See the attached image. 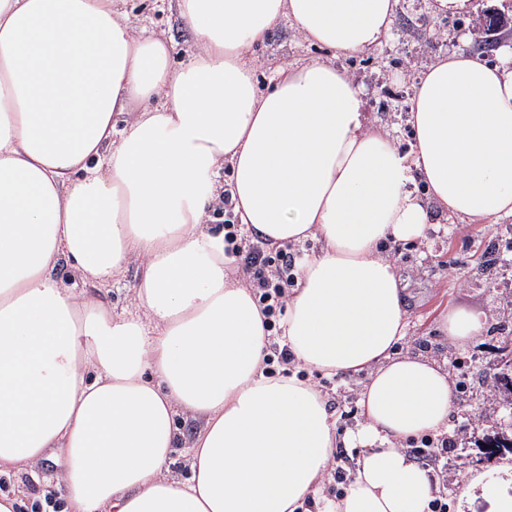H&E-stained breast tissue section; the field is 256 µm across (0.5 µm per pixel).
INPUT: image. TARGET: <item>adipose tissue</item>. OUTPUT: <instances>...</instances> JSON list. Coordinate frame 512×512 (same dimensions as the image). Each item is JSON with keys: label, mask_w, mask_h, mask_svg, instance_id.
Instances as JSON below:
<instances>
[{"label": "adipose tissue", "mask_w": 512, "mask_h": 512, "mask_svg": "<svg viewBox=\"0 0 512 512\" xmlns=\"http://www.w3.org/2000/svg\"><path fill=\"white\" fill-rule=\"evenodd\" d=\"M119 3L0 0V473L54 459L63 512H428L438 487L400 443L446 433L455 389L396 355L408 321L382 245L427 237L419 180L450 217L512 215V46L431 63L402 154L333 62L387 41L399 0H175L194 43L179 63ZM286 21L330 56L258 89L250 51ZM226 165L249 235L324 242L281 341L326 375L368 372L344 440L313 385L265 372L263 317L207 223ZM135 261V308L114 314L96 288ZM484 327L441 317L461 346ZM180 408L200 421L186 480L168 474ZM340 443L364 454L332 499ZM479 495L512 512L511 489L463 476L458 502Z\"/></svg>", "instance_id": "adipose-tissue-1"}]
</instances>
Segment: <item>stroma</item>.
Here are the masks:
<instances>
[{
	"mask_svg": "<svg viewBox=\"0 0 512 512\" xmlns=\"http://www.w3.org/2000/svg\"><path fill=\"white\" fill-rule=\"evenodd\" d=\"M476 10L464 17L434 15L430 0H401L392 41L375 51L336 58L365 90L364 109L369 122L389 130L400 151L412 141L407 124L412 84L419 71L437 55L462 51L494 59L498 47L512 41V28L483 39L479 25L485 15L498 12L512 17V0H475ZM125 9L145 25L170 40L176 59L192 51L189 31L175 10L159 9L156 0H125ZM258 60L256 78L266 85L276 67L290 66L322 57L323 52L290 23H282L267 39L252 49ZM433 226L428 242H392L387 254L397 268L409 310L401 353H422L447 363L455 381L456 408L448 420L450 442L446 458L433 460L411 443L410 455L430 469L447 491L467 469L483 472L486 482L507 480L512 454L488 458L474 444L484 430L512 432V405L491 398L488 387L504 370L503 351L512 349V216L494 222L447 221L436 208H429ZM493 251L497 262L489 277L478 275L485 251ZM462 306L482 311L487 328L466 349H456L437 330L443 310ZM311 383L325 399L335 402L338 435L363 424L359 397L366 374L326 376L313 371Z\"/></svg>",
	"mask_w": 512,
	"mask_h": 512,
	"instance_id": "1",
	"label": "stroma"
}]
</instances>
